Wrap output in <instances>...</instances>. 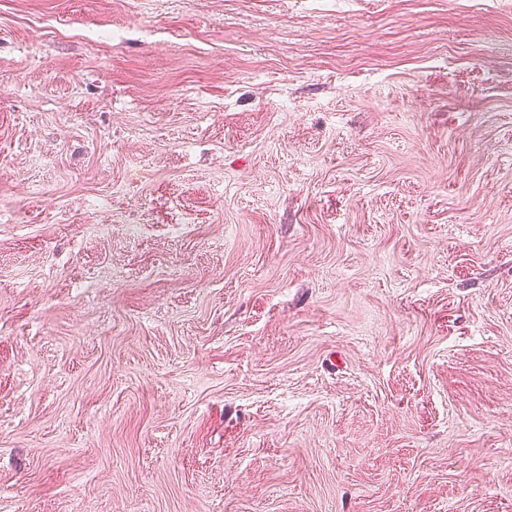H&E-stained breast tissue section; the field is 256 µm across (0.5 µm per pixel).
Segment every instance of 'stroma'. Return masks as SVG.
I'll return each mask as SVG.
<instances>
[{
	"label": "stroma",
	"mask_w": 512,
	"mask_h": 512,
	"mask_svg": "<svg viewBox=\"0 0 512 512\" xmlns=\"http://www.w3.org/2000/svg\"><path fill=\"white\" fill-rule=\"evenodd\" d=\"M0 512H512V0H0Z\"/></svg>",
	"instance_id": "stroma-1"
}]
</instances>
